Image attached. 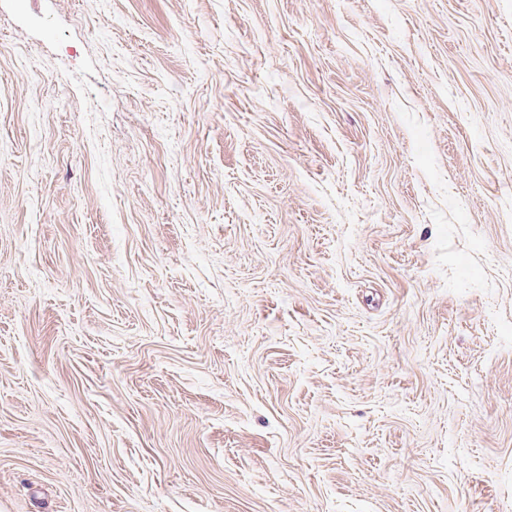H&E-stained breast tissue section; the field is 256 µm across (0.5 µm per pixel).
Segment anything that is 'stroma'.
Segmentation results:
<instances>
[{
  "label": "stroma",
  "instance_id": "stroma-1",
  "mask_svg": "<svg viewBox=\"0 0 512 512\" xmlns=\"http://www.w3.org/2000/svg\"><path fill=\"white\" fill-rule=\"evenodd\" d=\"M0 512H512V0H0Z\"/></svg>",
  "mask_w": 512,
  "mask_h": 512
}]
</instances>
